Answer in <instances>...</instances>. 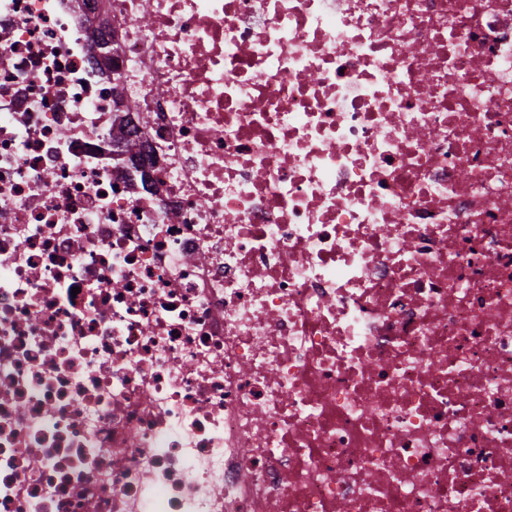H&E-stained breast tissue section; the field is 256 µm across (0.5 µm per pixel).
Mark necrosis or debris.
I'll use <instances>...</instances> for the list:
<instances>
[{"label":"necrosis or debris","instance_id":"4bbe7bcc","mask_svg":"<svg viewBox=\"0 0 512 512\" xmlns=\"http://www.w3.org/2000/svg\"><path fill=\"white\" fill-rule=\"evenodd\" d=\"M512 512V0H0V512Z\"/></svg>","mask_w":512,"mask_h":512}]
</instances>
